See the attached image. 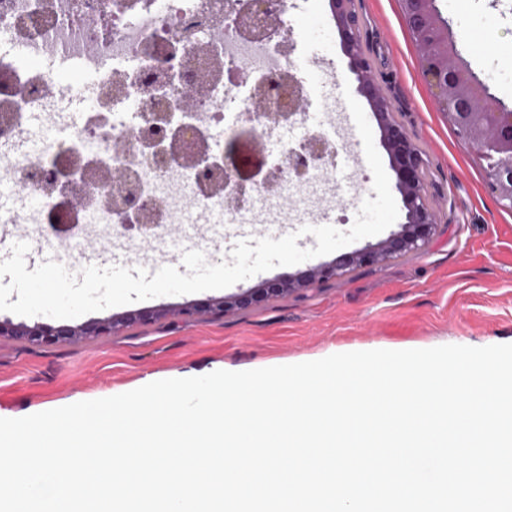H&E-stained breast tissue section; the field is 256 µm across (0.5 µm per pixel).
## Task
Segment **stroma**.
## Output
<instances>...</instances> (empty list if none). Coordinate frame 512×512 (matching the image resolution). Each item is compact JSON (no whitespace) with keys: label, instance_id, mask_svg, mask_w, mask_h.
<instances>
[{"label":"stroma","instance_id":"stroma-1","mask_svg":"<svg viewBox=\"0 0 512 512\" xmlns=\"http://www.w3.org/2000/svg\"><path fill=\"white\" fill-rule=\"evenodd\" d=\"M361 46L391 112L420 147L425 186L438 219L427 250L354 271L225 317L178 316L191 295L162 296L88 313V320L146 307L172 315L112 336L52 347L0 339V418H21L125 393L148 383L319 360L336 353L512 344V212L487 187V161L440 110L420 68V51L400 0H354ZM471 72L512 108V0H436ZM290 16L304 54L322 55L325 79L310 88L314 113L344 106L358 81L343 52L329 0H295ZM362 144L348 147L337 176L294 189L292 214L330 199L346 215L371 190ZM179 252L116 244L144 263L181 266L200 245L194 215L174 227Z\"/></svg>","mask_w":512,"mask_h":512}]
</instances>
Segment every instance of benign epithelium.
<instances>
[{
  "instance_id": "obj_1",
  "label": "benign epithelium",
  "mask_w": 512,
  "mask_h": 512,
  "mask_svg": "<svg viewBox=\"0 0 512 512\" xmlns=\"http://www.w3.org/2000/svg\"><path fill=\"white\" fill-rule=\"evenodd\" d=\"M436 0H402L406 24L421 45V72L425 82L434 91L439 107L457 132L474 145L488 160L487 178L499 205L512 209V109L505 108L473 75L461 58L448 29V22L436 10ZM331 7L343 49L349 58L350 69L356 74L358 91L366 98L381 133L391 168L395 173V189L406 209V222L400 229L375 245L339 255L328 263L308 266L288 277L267 279L239 293L212 297L189 303L177 314L187 318L203 314L224 316L249 309L261 302H269L291 292L308 289L316 284L337 281L365 266L403 257L425 250L432 242L438 224L424 184V159L422 151L399 122L382 95L371 74L369 60L360 47L357 20L351 0H331ZM266 3L252 0L243 13L267 29L270 27ZM305 101L291 98L286 112H251L250 121L290 119L292 112L300 111ZM156 123L149 130L145 142L149 149L164 158L165 163L181 160L198 167L199 177L214 171L224 172V187L230 191V206L241 205L248 193L258 185L271 187L276 184L284 167L273 165L261 181L251 183L241 178L234 166H227L211 156L204 144L186 151L179 144L180 136L167 134L164 114L155 117ZM113 215L122 220L120 227L127 232L148 233L151 224L142 223L143 215L130 206V202L116 203ZM169 314L163 308L142 309L85 324L43 327L39 324L0 321V338L8 337L28 344L56 345L71 342L78 337L110 336L133 325L157 322Z\"/></svg>"
}]
</instances>
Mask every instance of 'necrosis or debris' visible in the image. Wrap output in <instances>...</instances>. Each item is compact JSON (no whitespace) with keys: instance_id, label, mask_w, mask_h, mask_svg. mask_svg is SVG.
I'll return each instance as SVG.
<instances>
[{"instance_id":"obj_1","label":"necrosis or debris","mask_w":512,"mask_h":512,"mask_svg":"<svg viewBox=\"0 0 512 512\" xmlns=\"http://www.w3.org/2000/svg\"><path fill=\"white\" fill-rule=\"evenodd\" d=\"M239 0H0V42L23 49L22 56L0 55V158L9 167L10 188L32 196L30 207L0 209V224H45L61 215L58 193L45 189L46 173L84 165L95 156L102 171L130 174L137 206H159L161 225L181 223L196 209L210 224H242L252 216L253 201L228 208L224 190L203 189L193 170L171 165L161 170L146 156L148 125L143 116L169 112L185 143L216 131L225 138L231 127L226 103L247 112H277L285 91L307 92L295 78L288 58L296 38L254 36L236 26ZM62 55L99 74L86 120L70 129L67 141L47 136L32 141L31 114L48 128L61 116L57 77L44 71L42 59ZM122 142L115 150L114 142ZM42 162L31 166V154ZM82 223L102 228L103 242L113 232L112 182H84Z\"/></svg>"}]
</instances>
